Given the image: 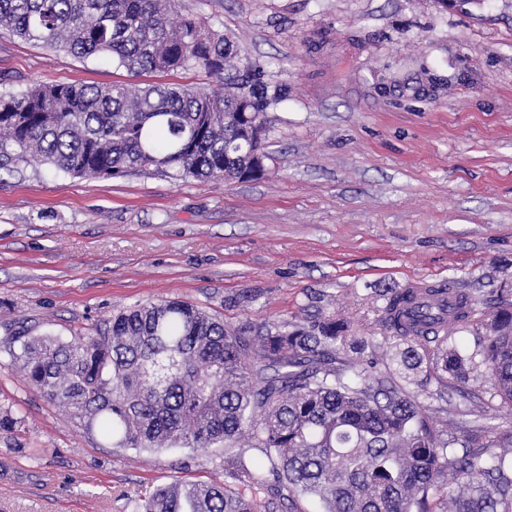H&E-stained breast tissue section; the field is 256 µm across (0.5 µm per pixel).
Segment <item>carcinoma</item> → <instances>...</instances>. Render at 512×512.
<instances>
[{"label": "carcinoma", "mask_w": 512, "mask_h": 512, "mask_svg": "<svg viewBox=\"0 0 512 512\" xmlns=\"http://www.w3.org/2000/svg\"><path fill=\"white\" fill-rule=\"evenodd\" d=\"M169 0H0V27L76 57L168 73L195 65L224 74V91L175 85L34 84L0 96V170L39 162L76 177H121L135 168L197 180L267 173V116L288 95L231 38ZM383 294L384 344L400 377L367 361V336L334 316L231 327L196 305L164 300L118 312L106 332L77 341L9 342L49 400L98 427L117 448L237 447L221 483L177 476L151 487L136 512H277L300 495L324 512H512V427L457 412L438 430L415 376L437 396L483 385L512 412V293L482 300L453 281ZM469 332L474 348L453 333Z\"/></svg>", "instance_id": "obj_1"}]
</instances>
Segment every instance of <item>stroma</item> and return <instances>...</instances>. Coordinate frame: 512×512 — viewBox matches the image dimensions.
Wrapping results in <instances>:
<instances>
[{
	"label": "stroma",
	"instance_id": "obj_1",
	"mask_svg": "<svg viewBox=\"0 0 512 512\" xmlns=\"http://www.w3.org/2000/svg\"><path fill=\"white\" fill-rule=\"evenodd\" d=\"M186 14L287 87L268 115V173H0V512H133L172 474L223 482L228 455L113 447L11 363L13 336L69 342L121 308L181 300L256 327L336 311L378 344L386 289H512V0H174L172 17ZM35 83L224 78L130 70L0 28V95Z\"/></svg>",
	"mask_w": 512,
	"mask_h": 512
}]
</instances>
